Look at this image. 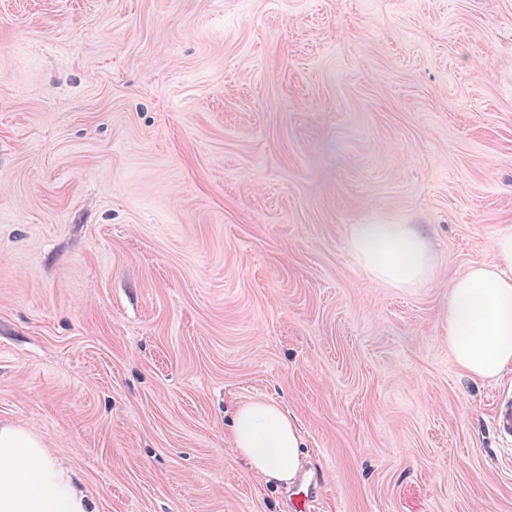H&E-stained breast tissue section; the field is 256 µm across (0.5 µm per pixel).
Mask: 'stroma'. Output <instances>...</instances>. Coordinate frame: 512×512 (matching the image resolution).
Instances as JSON below:
<instances>
[{"label":"stroma","instance_id":"35a3bbf8","mask_svg":"<svg viewBox=\"0 0 512 512\" xmlns=\"http://www.w3.org/2000/svg\"><path fill=\"white\" fill-rule=\"evenodd\" d=\"M505 224L512 0H0V421L94 512H293L228 441L263 398L312 512H512V371L448 350ZM348 246L361 266L391 288H408L431 275V250L415 224H355Z\"/></svg>","mask_w":512,"mask_h":512}]
</instances>
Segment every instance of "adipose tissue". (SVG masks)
Returning a JSON list of instances; mask_svg holds the SVG:
<instances>
[{
	"label": "adipose tissue",
	"mask_w": 512,
	"mask_h": 512,
	"mask_svg": "<svg viewBox=\"0 0 512 512\" xmlns=\"http://www.w3.org/2000/svg\"><path fill=\"white\" fill-rule=\"evenodd\" d=\"M348 246L378 281L408 288L432 272L426 237L412 224L352 225ZM448 349L470 376L491 381L512 368V226L497 232L488 262L470 268L448 291ZM231 443L268 483L292 481L301 434L276 403L256 400L233 416ZM0 512H92L85 493L30 431L0 423Z\"/></svg>",
	"instance_id": "ef3b65f1"
}]
</instances>
